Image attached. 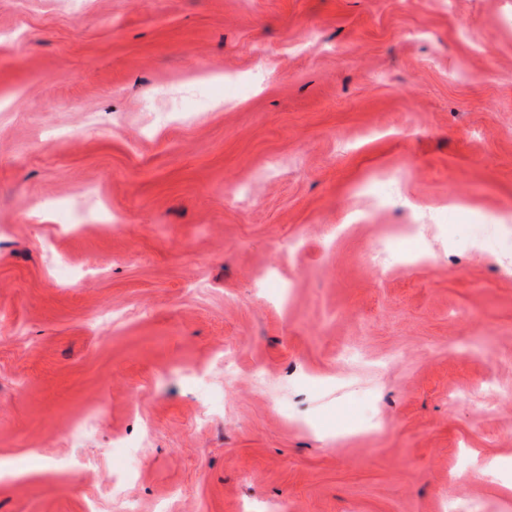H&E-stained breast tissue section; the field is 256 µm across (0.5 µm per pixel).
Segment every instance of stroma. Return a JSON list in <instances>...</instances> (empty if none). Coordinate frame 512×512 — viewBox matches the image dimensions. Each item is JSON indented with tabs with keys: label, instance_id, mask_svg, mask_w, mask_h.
<instances>
[{
	"label": "stroma",
	"instance_id": "obj_1",
	"mask_svg": "<svg viewBox=\"0 0 512 512\" xmlns=\"http://www.w3.org/2000/svg\"><path fill=\"white\" fill-rule=\"evenodd\" d=\"M508 207L512 0H0V512H512Z\"/></svg>",
	"mask_w": 512,
	"mask_h": 512
}]
</instances>
